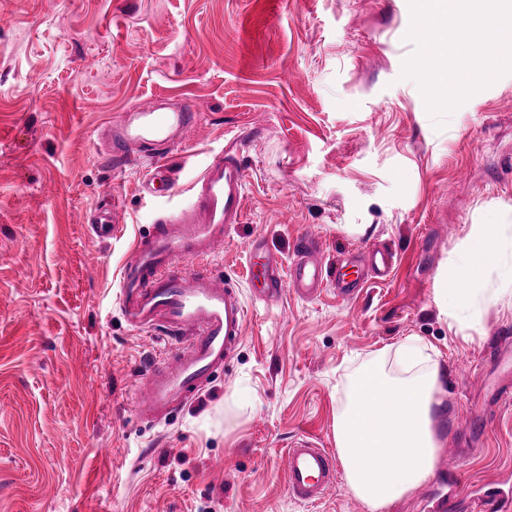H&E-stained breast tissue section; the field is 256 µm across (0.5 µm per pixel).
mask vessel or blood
<instances>
[{"instance_id": "obj_1", "label": "vessel or blood", "mask_w": 512, "mask_h": 512, "mask_svg": "<svg viewBox=\"0 0 512 512\" xmlns=\"http://www.w3.org/2000/svg\"><path fill=\"white\" fill-rule=\"evenodd\" d=\"M203 112V105L194 100L173 107L158 98L151 108L129 111L120 122L105 127V152L121 164L150 160L152 171L143 192L174 196L176 181L165 165L168 148L186 140ZM244 192L238 151L227 149L206 164L186 205L161 214L136 238L122 266L118 303L127 322L164 335L170 344L160 365L138 386L135 410L141 422H168L223 369L243 335L246 307L239 288L194 261L219 254L225 230L241 221ZM116 216V208L99 210L90 233L112 237L118 231ZM318 249L312 233H300L285 269L266 252L262 239L252 240L249 250L257 260L250 281L253 299L266 303L288 289L309 300L331 286L337 296L348 299L364 287L360 272L340 266L331 270L318 261ZM282 468L288 492L299 503H320L338 485L335 453L308 434L286 448Z\"/></svg>"}]
</instances>
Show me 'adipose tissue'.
I'll list each match as a JSON object with an SVG mask.
<instances>
[{
	"label": "adipose tissue",
	"mask_w": 512,
	"mask_h": 512,
	"mask_svg": "<svg viewBox=\"0 0 512 512\" xmlns=\"http://www.w3.org/2000/svg\"><path fill=\"white\" fill-rule=\"evenodd\" d=\"M437 284L449 328L478 329L491 306L512 296V218L472 225ZM440 386L437 353L416 337L382 350L353 378L334 437L344 488L369 512H388L432 476L442 448L434 429Z\"/></svg>",
	"instance_id": "obj_1"
}]
</instances>
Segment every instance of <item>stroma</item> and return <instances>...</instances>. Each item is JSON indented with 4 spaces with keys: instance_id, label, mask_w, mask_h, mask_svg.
Masks as SVG:
<instances>
[{
    "instance_id": "obj_1",
    "label": "stroma",
    "mask_w": 512,
    "mask_h": 512,
    "mask_svg": "<svg viewBox=\"0 0 512 512\" xmlns=\"http://www.w3.org/2000/svg\"><path fill=\"white\" fill-rule=\"evenodd\" d=\"M410 14L409 0H0V512H368L341 487L296 504L282 457L305 432L334 447L355 372L410 336L439 353L441 458L468 485H512V406H487L512 299L468 336L435 302L453 247L512 210V73L435 128L402 75ZM161 95L208 106L167 156L181 190L240 151L243 218L217 274L246 286L251 239L286 265L305 230L326 265L373 247L396 263L350 300L248 302L223 372L149 427L133 405L168 343L127 323L119 272L179 200L141 192L149 162L113 170L99 132ZM112 200L122 229L103 242L85 217Z\"/></svg>"
}]
</instances>
